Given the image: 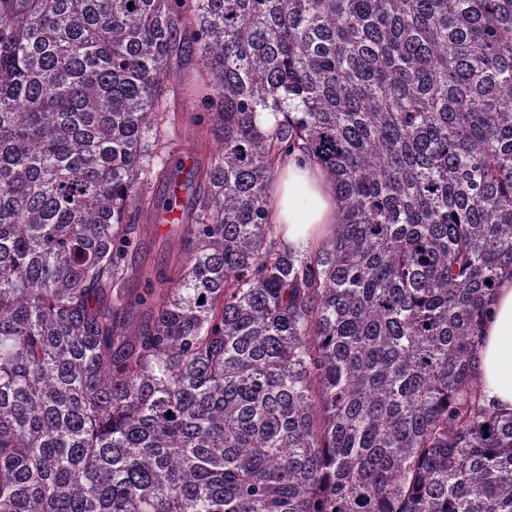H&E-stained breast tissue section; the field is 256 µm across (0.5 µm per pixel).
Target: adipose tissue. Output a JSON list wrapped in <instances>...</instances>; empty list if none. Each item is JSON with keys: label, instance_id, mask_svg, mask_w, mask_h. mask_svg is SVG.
Returning <instances> with one entry per match:
<instances>
[{"label": "adipose tissue", "instance_id": "1", "mask_svg": "<svg viewBox=\"0 0 512 512\" xmlns=\"http://www.w3.org/2000/svg\"><path fill=\"white\" fill-rule=\"evenodd\" d=\"M271 221L283 225L288 242L305 249L320 243L336 222L338 202L324 173L290 162L270 195ZM474 373L487 402L512 412V275L490 300V315L478 336Z\"/></svg>", "mask_w": 512, "mask_h": 512}]
</instances>
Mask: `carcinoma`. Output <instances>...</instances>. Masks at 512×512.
I'll return each mask as SVG.
<instances>
[{
    "label": "carcinoma",
    "mask_w": 512,
    "mask_h": 512,
    "mask_svg": "<svg viewBox=\"0 0 512 512\" xmlns=\"http://www.w3.org/2000/svg\"><path fill=\"white\" fill-rule=\"evenodd\" d=\"M188 56L220 146L183 173ZM296 157L339 203L304 252ZM505 273L512 0H0V512H512L472 370ZM207 81L203 65L196 58L182 61L166 95V108L171 112L174 124L169 137L167 154L171 166H175L177 159L187 148L198 149L197 156H208L218 148L217 137L210 133L209 124L204 130L196 117L206 112L198 98L205 92ZM271 222L283 224L288 243L301 250L320 243L336 224L338 202L318 167L291 161L278 176L269 202ZM172 199L174 205L166 212L163 217L164 224H159L157 228H154V232L147 236L144 244L143 252L135 259L137 264L152 265L157 263L164 252L176 253L178 250L177 237L172 234V224H178L182 219V210L178 207V200L181 197V193H173ZM157 229V230H156Z\"/></svg>",
    "instance_id": "1"
}]
</instances>
